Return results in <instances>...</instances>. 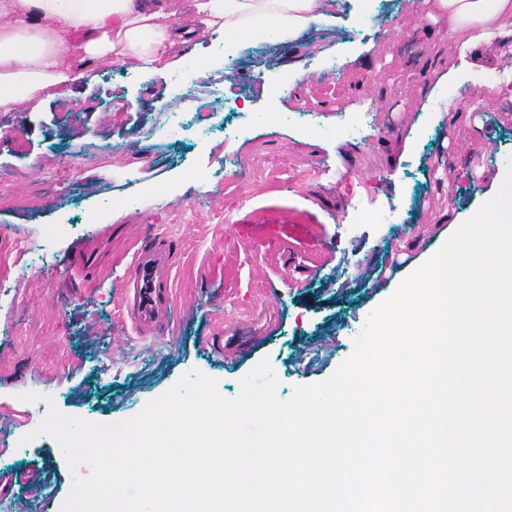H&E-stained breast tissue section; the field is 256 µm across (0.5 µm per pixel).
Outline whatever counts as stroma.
<instances>
[{"label": "stroma", "instance_id": "stroma-1", "mask_svg": "<svg viewBox=\"0 0 512 512\" xmlns=\"http://www.w3.org/2000/svg\"><path fill=\"white\" fill-rule=\"evenodd\" d=\"M419 23L409 0H344L336 22L298 41L248 43L228 61L215 40L212 61L234 72L223 112L190 44L180 64L149 74L80 70L72 115L56 98L0 112V474L17 477L0 512H61L73 474L38 431L49 408L125 421L193 371L233 399L264 359L281 399L324 380L447 235V209H478L512 157V100L472 107L476 85L495 74L463 68L459 40L414 37ZM178 83L195 86L188 108L213 113L210 129L162 124ZM275 83L285 92L272 95ZM407 83L419 93L401 97ZM449 104L454 121L426 120ZM114 108L122 122H103ZM301 115L310 130H296ZM345 118L359 129L338 134ZM457 143L465 156H451ZM115 167L164 189L131 206V183L107 176ZM357 206L388 223H356ZM21 234L35 248L22 259ZM157 235L177 246L174 319L145 339L119 285L137 246ZM90 239L97 268L83 280L72 265ZM26 392L39 401H22Z\"/></svg>", "mask_w": 512, "mask_h": 512}]
</instances>
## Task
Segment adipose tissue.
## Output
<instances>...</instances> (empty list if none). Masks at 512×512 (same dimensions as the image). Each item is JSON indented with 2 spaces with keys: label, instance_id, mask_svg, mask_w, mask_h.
<instances>
[{
  "label": "adipose tissue",
  "instance_id": "1",
  "mask_svg": "<svg viewBox=\"0 0 512 512\" xmlns=\"http://www.w3.org/2000/svg\"><path fill=\"white\" fill-rule=\"evenodd\" d=\"M341 0H193L183 24L166 0H0V112L73 93L76 70L173 66L180 45L210 34L225 57L247 42L298 39L335 19ZM420 18L463 34L469 68L489 70L512 41V0H413Z\"/></svg>",
  "mask_w": 512,
  "mask_h": 512
}]
</instances>
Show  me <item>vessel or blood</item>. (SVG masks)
I'll return each mask as SVG.
<instances>
[{"mask_svg": "<svg viewBox=\"0 0 512 512\" xmlns=\"http://www.w3.org/2000/svg\"><path fill=\"white\" fill-rule=\"evenodd\" d=\"M173 282L174 260L167 244L136 250L123 283L136 332L145 334L169 325Z\"/></svg>", "mask_w": 512, "mask_h": 512, "instance_id": "vessel-or-blood-1", "label": "vessel or blood"}]
</instances>
